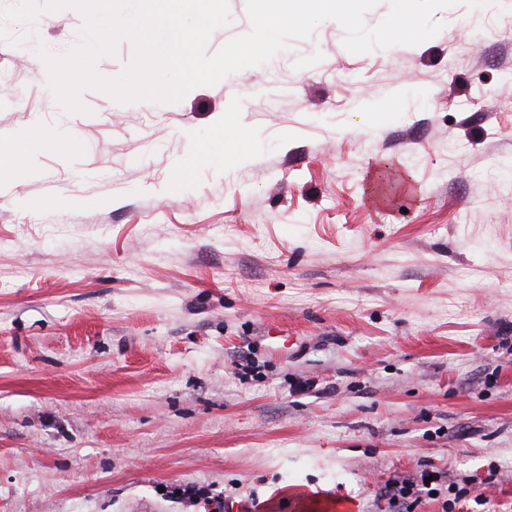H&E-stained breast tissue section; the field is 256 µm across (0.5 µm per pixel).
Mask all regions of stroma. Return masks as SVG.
Listing matches in <instances>:
<instances>
[{"instance_id": "35a3bbf8", "label": "stroma", "mask_w": 512, "mask_h": 512, "mask_svg": "<svg viewBox=\"0 0 512 512\" xmlns=\"http://www.w3.org/2000/svg\"><path fill=\"white\" fill-rule=\"evenodd\" d=\"M433 18L360 54L326 20L179 102L82 113L36 53L81 14L8 23L0 512H194L185 483L384 512L432 468L453 512H512V0ZM434 476L432 481L425 482L426 477ZM443 472L434 470H422L419 476L403 478L388 483L380 493V500L385 501L386 512H413L417 505L419 495L426 493L428 496L437 494L439 489L428 487L442 481Z\"/></svg>"}]
</instances>
